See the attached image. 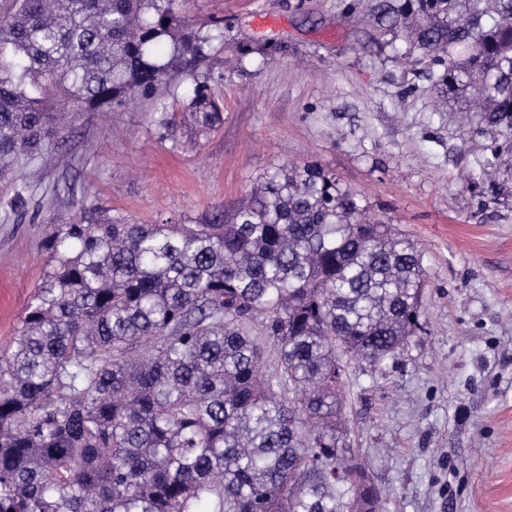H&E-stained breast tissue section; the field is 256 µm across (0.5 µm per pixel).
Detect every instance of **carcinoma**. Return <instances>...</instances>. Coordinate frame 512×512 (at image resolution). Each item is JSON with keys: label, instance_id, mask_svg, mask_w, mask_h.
Listing matches in <instances>:
<instances>
[{"label": "carcinoma", "instance_id": "1", "mask_svg": "<svg viewBox=\"0 0 512 512\" xmlns=\"http://www.w3.org/2000/svg\"><path fill=\"white\" fill-rule=\"evenodd\" d=\"M177 6L12 0L0 13V177L40 159L53 116L74 108L140 95L169 130L168 80L213 39ZM369 23L392 61L490 134L471 187L503 193L512 0H375ZM190 107L203 130L224 124L206 82ZM46 247L0 354V512H382L363 467L340 462L342 356L379 364L421 329L426 268L361 194L288 163L230 212L71 220Z\"/></svg>", "mask_w": 512, "mask_h": 512}]
</instances>
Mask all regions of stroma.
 I'll return each instance as SVG.
<instances>
[{
  "label": "stroma",
  "mask_w": 512,
  "mask_h": 512,
  "mask_svg": "<svg viewBox=\"0 0 512 512\" xmlns=\"http://www.w3.org/2000/svg\"><path fill=\"white\" fill-rule=\"evenodd\" d=\"M372 3L180 0V16L216 35L200 71L223 126L194 124L193 80L176 74L164 93L171 135L138 96L74 112L58 148L13 174L35 191L26 215L4 219L13 188L0 183V350L59 218L190 224L233 208L267 172L312 162L385 211L427 270L421 331L385 363L350 370L341 446L386 493V512H512V197L496 204L469 190L489 135L434 111L429 82L370 42ZM263 40L281 52L237 50Z\"/></svg>",
  "instance_id": "stroma-1"
}]
</instances>
